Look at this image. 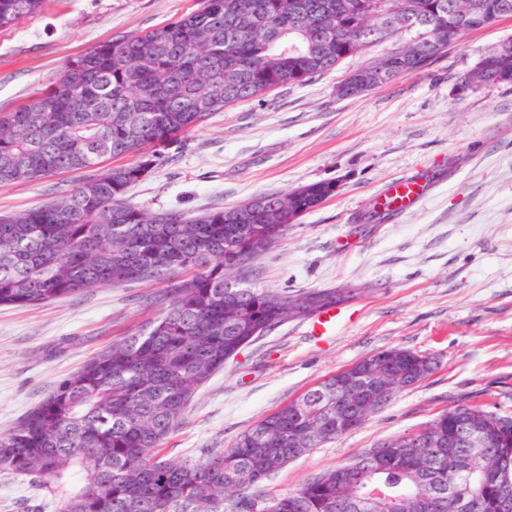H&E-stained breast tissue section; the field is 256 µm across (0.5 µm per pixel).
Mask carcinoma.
Instances as JSON below:
<instances>
[{"instance_id":"cac0c4a2","label":"carcinoma","mask_w":512,"mask_h":512,"mask_svg":"<svg viewBox=\"0 0 512 512\" xmlns=\"http://www.w3.org/2000/svg\"><path fill=\"white\" fill-rule=\"evenodd\" d=\"M44 0H0V27L36 15ZM199 0L198 8L161 27L115 37L67 64L48 90L11 112H0V186L34 182L55 173L93 171L69 195L17 214L0 216V305L37 307L91 288L165 282L161 309L147 323L93 356L62 379L25 419L0 433V468L30 476L55 491L71 470L80 488L60 499L59 512H180L217 508L233 499L235 512H256L247 490L295 459L349 432L336 430V406L322 393L330 375L244 431L228 449L193 465L155 459L197 387L224 368L259 327L271 331L313 316L345 298V289L271 293L233 279L244 249L271 246L288 233L291 211L310 212L335 195L332 181L300 193H262L247 202L187 217L150 214L126 200L129 187L165 158L170 145L202 125L210 112L191 110L196 99L219 96L224 106L260 97L272 87L302 85L342 63L367 41L365 13L410 7L441 32L421 44L427 29L385 58L386 82L425 70L465 32L480 28L478 4L493 18L512 16V0ZM322 39L313 54L292 60L271 52L276 36L296 21ZM475 86L502 83L496 51L484 55ZM232 68L240 79L224 80ZM135 155L134 163L110 166ZM155 275L147 278L143 267ZM388 377L407 385L424 377L423 356L403 348L373 355ZM466 413L498 442L491 461H474L465 492L473 512H496L482 476L491 468L512 481V445L499 441L503 417L470 406L440 414L431 429L448 435V418ZM326 437L315 433L324 425ZM427 467L448 488V457L424 447L374 465L386 494L378 512H416L414 477ZM327 470L294 493L275 499L279 512H359L344 503L360 492Z\"/></svg>"}]
</instances>
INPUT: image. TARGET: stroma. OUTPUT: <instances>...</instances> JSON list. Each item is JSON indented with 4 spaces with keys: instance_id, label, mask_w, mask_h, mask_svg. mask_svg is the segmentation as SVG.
Segmentation results:
<instances>
[{
    "instance_id": "1",
    "label": "stroma",
    "mask_w": 512,
    "mask_h": 512,
    "mask_svg": "<svg viewBox=\"0 0 512 512\" xmlns=\"http://www.w3.org/2000/svg\"><path fill=\"white\" fill-rule=\"evenodd\" d=\"M198 0H45L0 28V111L44 92L89 49L197 9ZM512 17L466 32L424 71L350 98L352 70L405 46L364 50L303 85L216 113L168 149L129 192L149 212L195 215L315 181L338 190L246 279L273 292L357 288L333 336L294 320L257 338L195 393L157 455L194 463L328 375L401 347L433 370L348 434L290 461L251 495L258 506L293 493L377 443L417 432L441 413L478 406L512 417V83L461 89L459 76L506 40ZM85 170L0 187V214L62 198ZM419 177L420 202L377 224L364 214L392 182ZM161 284L98 288L42 307L0 305V431L17 425L63 377L152 318ZM59 498L0 469V512H58Z\"/></svg>"
}]
</instances>
